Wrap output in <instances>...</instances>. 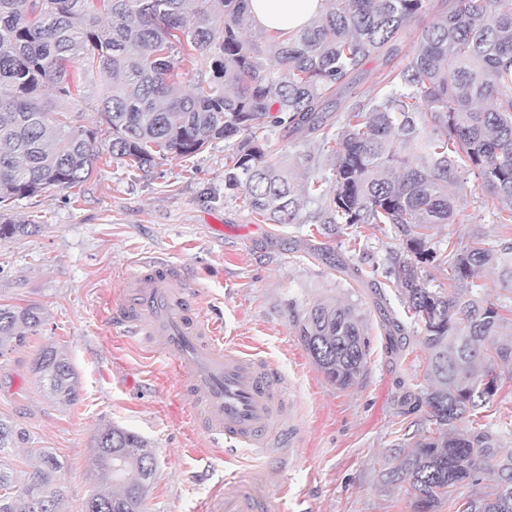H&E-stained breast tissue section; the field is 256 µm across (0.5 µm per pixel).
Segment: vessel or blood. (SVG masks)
Listing matches in <instances>:
<instances>
[{"instance_id":"obj_1","label":"vessel or blood","mask_w":512,"mask_h":512,"mask_svg":"<svg viewBox=\"0 0 512 512\" xmlns=\"http://www.w3.org/2000/svg\"><path fill=\"white\" fill-rule=\"evenodd\" d=\"M109 303L115 333L137 339L170 362L197 429L224 447L285 461L289 441L285 383L265 359L225 338L223 326L200 306V289L176 264L137 258ZM266 471L228 469L221 512H272Z\"/></svg>"}]
</instances>
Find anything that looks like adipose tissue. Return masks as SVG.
<instances>
[{"mask_svg":"<svg viewBox=\"0 0 512 512\" xmlns=\"http://www.w3.org/2000/svg\"><path fill=\"white\" fill-rule=\"evenodd\" d=\"M327 9V0H249L254 24L269 32L306 27Z\"/></svg>","mask_w":512,"mask_h":512,"instance_id":"adipose-tissue-1","label":"adipose tissue"}]
</instances>
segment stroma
I'll return each mask as SVG.
<instances>
[{
    "mask_svg": "<svg viewBox=\"0 0 512 512\" xmlns=\"http://www.w3.org/2000/svg\"><path fill=\"white\" fill-rule=\"evenodd\" d=\"M389 69L382 58L367 60L356 87L330 108L329 126L340 128L343 111L374 94ZM264 139L298 179L308 173L306 155L318 156L319 167L308 174L332 187V160L318 142L279 124ZM232 148L218 140L196 156L158 160L147 174L101 161L79 199L50 188L10 211L15 222L37 230L0 240V303L39 304L44 323L0 358V416L64 461L63 512H81L102 485L92 440L112 425L138 433L156 452L146 512H205L224 482L223 458L187 422L186 402L166 365L115 335L108 320L107 304L131 259L160 253L199 282L200 302L222 321L225 335L266 359L286 383L294 438L276 512H414L405 482L381 478L394 465L397 439L431 428L411 383L426 354L415 337L391 347L382 326L384 312L401 309L385 271L402 253V241L387 224L356 234L343 224L319 223L313 198L304 202L301 223L257 222L239 191L224 186ZM457 194L460 214L435 227L431 248L444 254L449 243L462 247L477 234L498 244L503 229L485 204L481 181L468 180ZM318 302L353 305L365 325L367 363L351 388L329 383L298 335L299 322ZM46 345L67 354L79 376L75 405L53 404L38 388L31 363Z\"/></svg>",
    "mask_w": 512,
    "mask_h": 512,
    "instance_id": "1",
    "label": "stroma"
}]
</instances>
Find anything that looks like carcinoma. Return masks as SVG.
<instances>
[{"label": "carcinoma", "mask_w": 512, "mask_h": 512, "mask_svg": "<svg viewBox=\"0 0 512 512\" xmlns=\"http://www.w3.org/2000/svg\"><path fill=\"white\" fill-rule=\"evenodd\" d=\"M329 2L308 27L275 34L262 56L245 37L248 0H0V210L49 187L84 183L101 159L100 134L110 158L143 172L157 157L187 158L242 136L224 163V186L241 191L258 221L300 224L304 198L316 194L321 223L390 224L414 256L386 270L403 314L387 315L385 330L402 342L419 335L427 352L422 400L439 434L397 443L400 463L386 476L404 474L417 512H433L454 487L485 471L497 476L495 492L462 512H512V451L497 456L492 434L466 428L501 390L495 366L512 360V320L473 292L487 269L512 288V237L494 248L476 236L450 249L446 289L429 287L418 271L438 259L428 246L431 230L459 215L448 185L470 174L512 231V11L500 0H450L384 86L349 108L331 136L325 110L339 90L356 82L369 57L397 58L430 0ZM102 76L111 81L98 83ZM88 98L99 130L77 124L69 108ZM271 123L321 137L333 160L331 190L292 183L258 136ZM34 228L0 213V240ZM42 325L39 305L0 304V356ZM298 331L330 383H356L368 345L351 306L316 304ZM32 372L55 403L78 401V375L55 348L38 351ZM30 443L28 431L0 418V512H60L59 458L31 448L33 471L11 462L14 449ZM93 443L112 489L92 491L82 512H145L156 470L148 442L112 426Z\"/></svg>", "instance_id": "obj_1"}]
</instances>
